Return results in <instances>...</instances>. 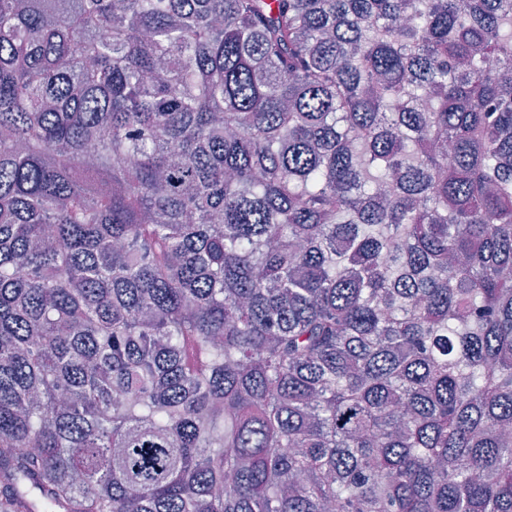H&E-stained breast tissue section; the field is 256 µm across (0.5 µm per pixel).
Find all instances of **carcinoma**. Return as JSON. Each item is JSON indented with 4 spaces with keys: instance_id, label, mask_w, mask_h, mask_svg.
I'll list each match as a JSON object with an SVG mask.
<instances>
[{
    "instance_id": "carcinoma-1",
    "label": "carcinoma",
    "mask_w": 512,
    "mask_h": 512,
    "mask_svg": "<svg viewBox=\"0 0 512 512\" xmlns=\"http://www.w3.org/2000/svg\"><path fill=\"white\" fill-rule=\"evenodd\" d=\"M0 512H512V0H0Z\"/></svg>"
}]
</instances>
